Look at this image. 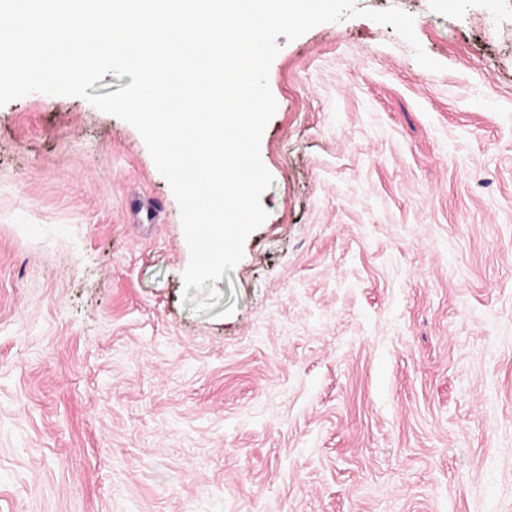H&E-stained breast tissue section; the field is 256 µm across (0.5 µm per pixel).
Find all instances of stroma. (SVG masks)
<instances>
[{
    "label": "stroma",
    "instance_id": "stroma-1",
    "mask_svg": "<svg viewBox=\"0 0 512 512\" xmlns=\"http://www.w3.org/2000/svg\"><path fill=\"white\" fill-rule=\"evenodd\" d=\"M355 6L278 37L201 293L135 127L0 105V512H512V0Z\"/></svg>",
    "mask_w": 512,
    "mask_h": 512
}]
</instances>
